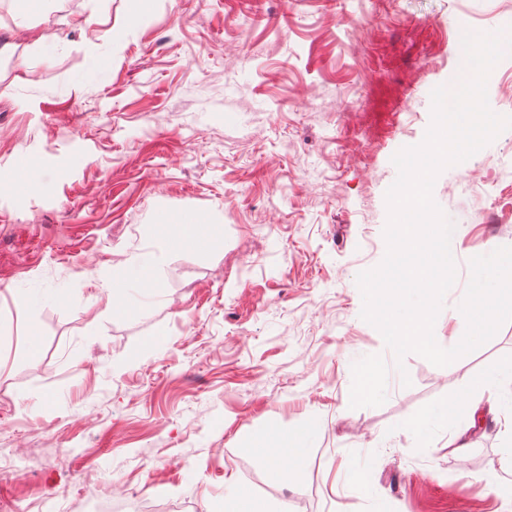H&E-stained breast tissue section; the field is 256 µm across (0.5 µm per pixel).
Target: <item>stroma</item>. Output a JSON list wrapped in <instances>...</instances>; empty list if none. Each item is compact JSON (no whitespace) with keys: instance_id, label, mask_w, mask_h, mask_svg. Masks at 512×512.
Wrapping results in <instances>:
<instances>
[{"instance_id":"1","label":"stroma","mask_w":512,"mask_h":512,"mask_svg":"<svg viewBox=\"0 0 512 512\" xmlns=\"http://www.w3.org/2000/svg\"><path fill=\"white\" fill-rule=\"evenodd\" d=\"M23 8L0 13V442L37 463L0 472V512L102 492L206 512L239 489L288 512H512L491 487L512 481L496 391L463 448L404 427L512 362V321L445 367L407 354L410 386L349 390L358 355L387 354L356 277L386 254L392 157L456 83L458 25L512 30V0H37L18 30ZM498 168L512 130L433 188L455 219L447 348L470 259L512 246V178L496 210L463 193ZM28 169L40 185L18 190ZM160 224L214 232L113 311V275ZM304 423L301 483L246 446Z\"/></svg>"}]
</instances>
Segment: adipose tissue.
Instances as JSON below:
<instances>
[{
    "mask_svg": "<svg viewBox=\"0 0 512 512\" xmlns=\"http://www.w3.org/2000/svg\"><path fill=\"white\" fill-rule=\"evenodd\" d=\"M205 233V225L187 224L179 236L174 238L156 234L150 252L140 260L126 263L113 278L111 290L114 309H124L125 292L131 285L144 283L151 288H159L169 255L194 247ZM385 380V369L381 361L364 356L356 362L351 388L356 397L373 399L383 393ZM473 404L472 391H464L410 417L406 428L424 442L428 441L434 428L440 425L450 426L457 436H464L474 425ZM311 434V427L305 424L289 429L267 427L251 435L249 448L274 474L292 477L297 482L303 474Z\"/></svg>",
    "mask_w": 512,
    "mask_h": 512,
    "instance_id": "adipose-tissue-1",
    "label": "adipose tissue"
}]
</instances>
